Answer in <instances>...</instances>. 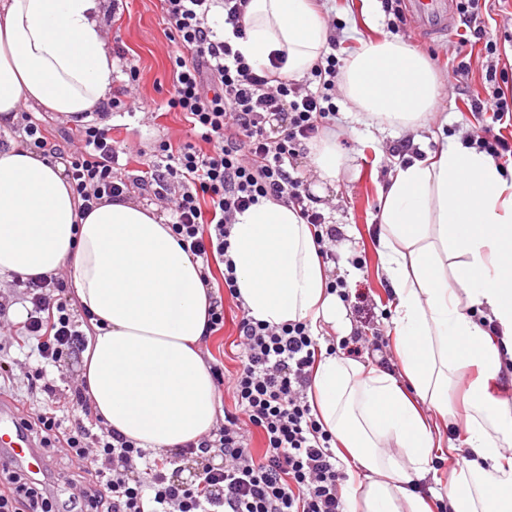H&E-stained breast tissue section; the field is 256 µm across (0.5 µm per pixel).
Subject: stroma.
<instances>
[{
  "label": "stroma",
  "instance_id": "35a3bbf8",
  "mask_svg": "<svg viewBox=\"0 0 512 512\" xmlns=\"http://www.w3.org/2000/svg\"><path fill=\"white\" fill-rule=\"evenodd\" d=\"M316 4L325 21L343 24L335 32L340 55L350 56L365 44L394 36L424 56L440 75L436 111L421 131L422 155H436L448 140L485 135L488 120L471 114L472 100L486 98L497 88L512 94V0H486L483 10L482 22L489 37L497 41L505 66L504 74L493 83L485 78L490 60L482 44L460 46L463 25H456L451 35L427 38L409 25L392 32L393 16L380 4L370 14L365 13L363 0H316ZM105 32L116 61L112 95L124 102L112 113L111 134L124 150L119 163L125 175L132 176L142 169L144 155L156 141L186 142L192 135L182 115L166 105L173 93L169 55L174 45L168 38L160 0H108ZM130 66L138 71L133 83L126 74ZM137 100L156 102L159 108L151 116L129 114L128 104ZM335 104L336 116L327 126H343L338 147L346 162L336 181L325 185L323 194L314 198L315 209L338 231L334 255L325 267L329 278L344 280L350 291L346 316L352 340L365 348L362 364L389 365L396 361L390 293L375 238L382 206L379 188L390 172L405 163V156L393 153L405 136L363 116L348 114L343 98H336ZM224 313L223 329L205 337L202 352L207 364L220 362L231 372L239 365L237 323L242 312L228 300ZM0 359L13 367L10 380L0 383V394L21 409L41 408L46 397L31 392L25 376L26 371L42 366L39 358L29 347L15 345L0 352Z\"/></svg>",
  "mask_w": 512,
  "mask_h": 512
}]
</instances>
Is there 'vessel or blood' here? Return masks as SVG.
I'll list each match as a JSON object with an SVG mask.
<instances>
[{
  "mask_svg": "<svg viewBox=\"0 0 512 512\" xmlns=\"http://www.w3.org/2000/svg\"><path fill=\"white\" fill-rule=\"evenodd\" d=\"M415 28L427 36H442L455 25L456 0H403ZM24 471L33 481L46 480V462L22 416L8 400L0 399V463Z\"/></svg>",
  "mask_w": 512,
  "mask_h": 512,
  "instance_id": "obj_1",
  "label": "vessel or blood"
}]
</instances>
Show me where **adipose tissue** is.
Instances as JSON below:
<instances>
[{"mask_svg": "<svg viewBox=\"0 0 512 512\" xmlns=\"http://www.w3.org/2000/svg\"><path fill=\"white\" fill-rule=\"evenodd\" d=\"M247 36L231 41L255 68L285 57L302 80L326 50L312 0H249ZM104 0H0V129L33 102L81 123L112 96ZM441 80L405 42L350 58L340 91L352 111L407 133L434 113ZM376 236L391 285L399 371L321 354L312 380L337 457L365 475L341 492L346 512H433L417 492L450 417L465 424L467 461H449L447 512H512V407L489 392L512 366V178L486 153L446 144L399 166L383 187ZM62 164L12 140L0 147V275L66 270L92 330L83 378L108 429L176 451L217 423L219 398L200 343L211 290L168 219L131 197L78 212ZM228 256L249 317L306 321L349 335L345 310L308 224L267 200L236 214ZM499 328L490 335L485 322ZM465 382L453 411L448 392Z\"/></svg>", "mask_w": 512, "mask_h": 512, "instance_id": "obj_1", "label": "adipose tissue"}]
</instances>
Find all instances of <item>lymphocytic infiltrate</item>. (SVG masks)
Returning <instances> with one entry per match:
<instances>
[{"mask_svg": "<svg viewBox=\"0 0 512 512\" xmlns=\"http://www.w3.org/2000/svg\"><path fill=\"white\" fill-rule=\"evenodd\" d=\"M218 3L234 36L245 38L248 0H161L176 47L174 92L167 105L182 112L195 139L176 146L159 141L139 181L170 210L180 246L204 270L223 265L224 291L234 299L237 279L227 257L234 216L261 200L293 207L313 226L322 257L331 255L327 244L337 230L308 204L288 164L336 113L331 92L339 60L331 52L316 64V92L281 75L282 59H274L271 69L256 70L209 26ZM15 131L29 149L64 160L81 214L129 191L130 180L116 171L120 149L109 128L80 124L67 151L27 114H20ZM13 285L31 307L19 323L5 320L0 307L1 339L34 343L49 363L83 351V333L61 276L17 275ZM237 329L240 367L232 374L217 364L211 368L216 384L231 389L234 404L213 436L182 451L201 458L215 448L224 463L203 468L194 483L169 477L174 459L164 451L142 448L108 429L94 433L64 425L57 403L26 416L43 449L64 453L84 472L72 484L68 512H344L333 437L308 399L320 352L309 323L272 326L244 315ZM253 430L262 437V451L251 445ZM0 512H59V507L49 491L5 467Z\"/></svg>", "mask_w": 512, "mask_h": 512, "instance_id": "lymphocytic-infiltrate-1", "label": "lymphocytic infiltrate"}]
</instances>
